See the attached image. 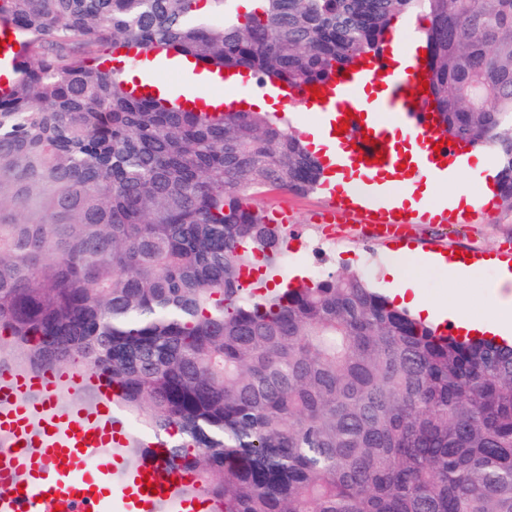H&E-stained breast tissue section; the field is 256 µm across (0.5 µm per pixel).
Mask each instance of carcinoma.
Instances as JSON below:
<instances>
[{
	"instance_id": "1",
	"label": "carcinoma",
	"mask_w": 512,
	"mask_h": 512,
	"mask_svg": "<svg viewBox=\"0 0 512 512\" xmlns=\"http://www.w3.org/2000/svg\"><path fill=\"white\" fill-rule=\"evenodd\" d=\"M0 0V341L92 368L216 512H512V345L442 334L361 274L248 287L287 233L253 202L322 165L285 118L135 97L121 50L300 92L415 15L438 132L512 209V0ZM8 36H11V39H8ZM2 41H6L4 46H0V71L13 69L18 61V49H14V45H17L15 40V35L13 30L5 25L0 24V43Z\"/></svg>"
}]
</instances>
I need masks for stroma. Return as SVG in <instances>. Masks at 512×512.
Listing matches in <instances>:
<instances>
[{"label":"stroma","mask_w":512,"mask_h":512,"mask_svg":"<svg viewBox=\"0 0 512 512\" xmlns=\"http://www.w3.org/2000/svg\"><path fill=\"white\" fill-rule=\"evenodd\" d=\"M257 202L272 219L287 221V250L282 262L267 275V284L296 286L328 270L364 275L372 288L386 291L384 273L396 260L397 246L366 231L355 209L320 190L307 195L277 190L258 196ZM406 242L423 254L457 251L475 259L498 255L512 243V210L496 205L489 216L466 224H412ZM407 271L416 279L425 301L445 304L456 292L467 298L469 311L475 316L487 313L488 288L499 280V269L494 265L459 278L444 268L411 265Z\"/></svg>","instance_id":"obj_1"}]
</instances>
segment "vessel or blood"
Masks as SVG:
<instances>
[{
	"label": "vessel or blood",
	"instance_id": "obj_1",
	"mask_svg": "<svg viewBox=\"0 0 512 512\" xmlns=\"http://www.w3.org/2000/svg\"><path fill=\"white\" fill-rule=\"evenodd\" d=\"M9 26L0 24V71L14 68L18 51ZM419 44H409L403 62L382 53L350 67L347 75L312 91H280L282 106L319 113L342 161L356 160L361 184L352 194L362 213L384 227L393 241L398 227L430 220V213L386 209L373 197L378 168L410 165L438 172L458 159L456 144H441L419 86L428 73ZM93 387L91 408L61 410V391ZM111 381L90 368L72 371H0V512H196L180 497L189 474L152 459L127 467L122 453L134 435L114 418Z\"/></svg>",
	"mask_w": 512,
	"mask_h": 512
}]
</instances>
